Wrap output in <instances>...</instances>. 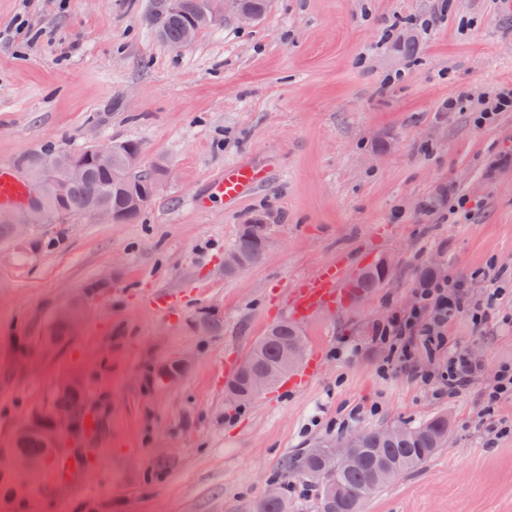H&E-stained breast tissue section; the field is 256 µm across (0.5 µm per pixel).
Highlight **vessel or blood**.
Instances as JSON below:
<instances>
[{
  "mask_svg": "<svg viewBox=\"0 0 512 512\" xmlns=\"http://www.w3.org/2000/svg\"><path fill=\"white\" fill-rule=\"evenodd\" d=\"M268 181L265 167L239 163L225 167L223 175L209 186L208 198L223 199L225 205L236 204L242 197L264 186ZM30 188L11 163L0 161V206L28 200ZM208 198L197 199L198 207H206ZM355 293V278L347 261L328 263L305 277L290 289L286 311L295 320L310 321L323 309L341 308ZM99 430L94 411L84 416L87 444L82 453L60 450L49 464L50 480L55 488L69 489L81 485L86 476L85 459L92 455L91 443Z\"/></svg>",
  "mask_w": 512,
  "mask_h": 512,
  "instance_id": "vessel-or-blood-1",
  "label": "vessel or blood"
}]
</instances>
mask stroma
I'll return each instance as SVG.
<instances>
[{"label":"stroma","mask_w":512,"mask_h":512,"mask_svg":"<svg viewBox=\"0 0 512 512\" xmlns=\"http://www.w3.org/2000/svg\"><path fill=\"white\" fill-rule=\"evenodd\" d=\"M155 3L0 0V161L135 140L142 168L169 171L136 221L48 212L38 249L0 241V512H253L288 458L340 436L337 422L355 432L442 412L447 446L363 512H512V434L486 435L490 417L512 420V400L491 415L481 403L512 361V112L474 122L482 98L512 89V0H268L258 22L229 17L179 48L148 26ZM267 160L252 196L195 208L225 166ZM460 196L467 214L449 222ZM257 218L265 256L225 273ZM340 256L392 269L302 326L317 376L290 397H232L225 363L285 320L287 287ZM438 270L475 300L507 288L483 325L463 313L448 328L483 363L457 395L376 371V326L407 314ZM106 273L77 334L45 351L54 312ZM203 309L223 331H196ZM185 353L190 370L158 380ZM74 372L102 414L101 446L85 485L58 493L45 462L7 458Z\"/></svg>","instance_id":"stroma-1"}]
</instances>
